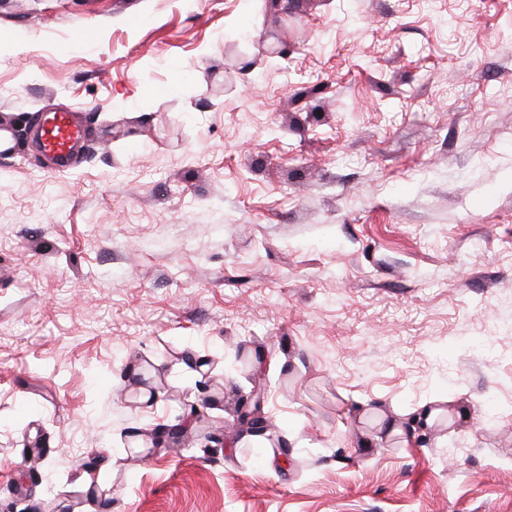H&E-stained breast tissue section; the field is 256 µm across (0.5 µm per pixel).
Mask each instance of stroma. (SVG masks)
Segmentation results:
<instances>
[{
  "mask_svg": "<svg viewBox=\"0 0 512 512\" xmlns=\"http://www.w3.org/2000/svg\"><path fill=\"white\" fill-rule=\"evenodd\" d=\"M1 35L0 122L89 145L0 158V512H512V0H0ZM40 151L57 167H66L74 152L86 146L84 129L69 112H52L40 124L37 132ZM264 390L256 387L253 390V393L250 397V399H254L255 404H257V408H254L253 406H248L249 400H247V404L244 405L238 413L237 416V424L241 428V430H253L254 428H257L262 416V408L264 403Z\"/></svg>",
  "mask_w": 512,
  "mask_h": 512,
  "instance_id": "35a3bbf8",
  "label": "stroma"
}]
</instances>
